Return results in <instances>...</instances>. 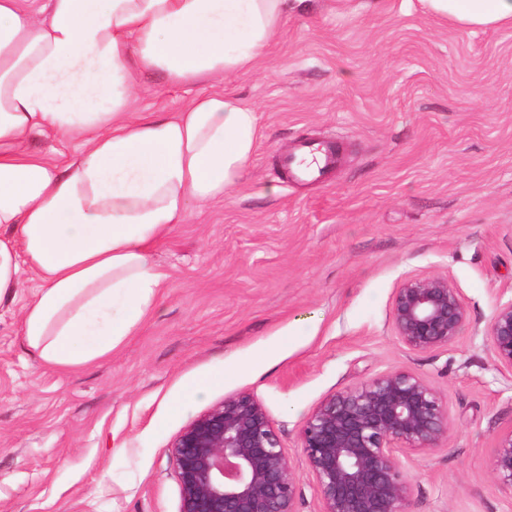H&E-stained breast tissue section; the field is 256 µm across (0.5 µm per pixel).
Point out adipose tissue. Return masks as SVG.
Segmentation results:
<instances>
[{
  "label": "adipose tissue",
  "instance_id": "adipose-tissue-1",
  "mask_svg": "<svg viewBox=\"0 0 512 512\" xmlns=\"http://www.w3.org/2000/svg\"><path fill=\"white\" fill-rule=\"evenodd\" d=\"M471 28L512 27V0H426ZM306 0H0V303L36 291L20 332L45 366L111 355L162 295L154 246L189 203L223 195L258 140L229 93L167 116L129 109L134 77L173 84L250 70ZM75 140L59 163L33 136Z\"/></svg>",
  "mask_w": 512,
  "mask_h": 512
}]
</instances>
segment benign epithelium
Here are the masks:
<instances>
[{
	"mask_svg": "<svg viewBox=\"0 0 512 512\" xmlns=\"http://www.w3.org/2000/svg\"><path fill=\"white\" fill-rule=\"evenodd\" d=\"M391 317L398 341L415 352L452 345L470 323L458 289L441 276L404 279ZM483 336L512 370V299L496 306ZM448 428L447 400L409 371H385L326 397L301 430L319 512H410L399 456L438 447ZM171 454L181 512H295L293 466L252 393L224 397L174 440ZM490 471L512 493V427L497 436Z\"/></svg>",
	"mask_w": 512,
	"mask_h": 512,
	"instance_id": "obj_1",
	"label": "benign epithelium"
}]
</instances>
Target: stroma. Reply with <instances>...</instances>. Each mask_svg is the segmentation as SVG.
Segmentation results:
<instances>
[{
	"label": "stroma",
	"mask_w": 512,
	"mask_h": 512,
	"mask_svg": "<svg viewBox=\"0 0 512 512\" xmlns=\"http://www.w3.org/2000/svg\"><path fill=\"white\" fill-rule=\"evenodd\" d=\"M139 83L134 112L238 97L258 113L256 149L223 198L190 203L154 249L163 296L111 357L44 367L19 330L32 286L0 304V512H180L170 447L238 392L275 424L295 512H319L303 422L389 370L448 402L439 447L402 460L413 512H512L489 469L512 428V371L475 333L512 298V28H467L422 0H308L248 72ZM307 138L337 143L339 163L294 183L278 159ZM410 276L458 288L471 324L452 346L397 340L392 299ZM202 377L205 395L172 411Z\"/></svg>",
	"instance_id": "35a3bbf8"
}]
</instances>
